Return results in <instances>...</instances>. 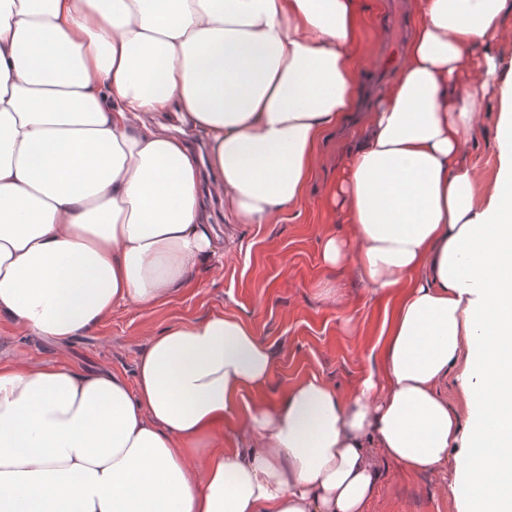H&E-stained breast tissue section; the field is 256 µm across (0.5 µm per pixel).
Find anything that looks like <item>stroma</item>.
<instances>
[{"instance_id":"stroma-1","label":"stroma","mask_w":512,"mask_h":512,"mask_svg":"<svg viewBox=\"0 0 512 512\" xmlns=\"http://www.w3.org/2000/svg\"><path fill=\"white\" fill-rule=\"evenodd\" d=\"M364 23L355 56L354 81L364 108L398 74L405 60L412 0H359ZM481 131L469 146L477 198H484L498 169L495 99L478 103ZM364 127L362 112L329 129L302 200L265 224H235L223 205L208 200L218 235L215 253L198 263L171 298L148 307L116 308L85 335L56 341L0 322V361L35 366L64 363L84 370H109L133 379L135 362L150 338L165 328L208 316L248 322L277 353L268 399L314 373L347 393L372 367L392 304L369 296L350 271L327 268L320 257L325 233L338 231L336 214L324 204L336 164ZM440 476L411 475L383 467L369 512H460Z\"/></svg>"}]
</instances>
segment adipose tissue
Returning <instances> with one entry per match:
<instances>
[{"label": "adipose tissue", "mask_w": 512, "mask_h": 512, "mask_svg": "<svg viewBox=\"0 0 512 512\" xmlns=\"http://www.w3.org/2000/svg\"><path fill=\"white\" fill-rule=\"evenodd\" d=\"M512 0H415L406 63L338 166L347 234L321 259L400 292L374 370L266 390L274 349L213 316L152 337L133 380L0 364V512H368L382 462L451 473L465 512H512ZM357 0H0V319L58 341L167 299L216 240L299 202L356 107ZM499 165L476 199L477 95ZM176 107L178 126L155 121ZM464 365L466 412L440 386ZM233 420L202 469L185 443ZM461 451L463 463L448 460Z\"/></svg>", "instance_id": "1"}]
</instances>
